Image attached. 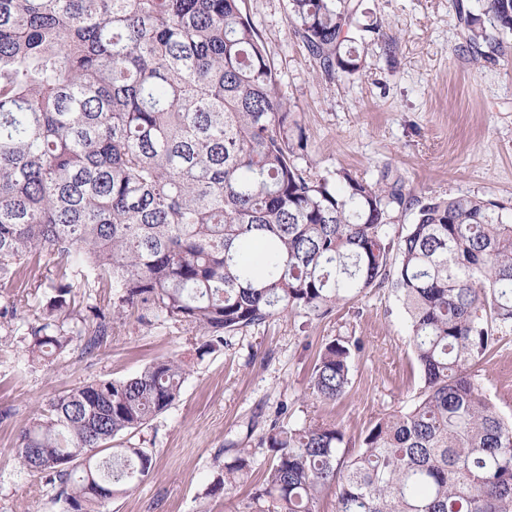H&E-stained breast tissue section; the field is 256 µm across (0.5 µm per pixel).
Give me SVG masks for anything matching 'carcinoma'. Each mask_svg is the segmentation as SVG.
I'll return each instance as SVG.
<instances>
[{
	"instance_id": "1",
	"label": "carcinoma",
	"mask_w": 512,
	"mask_h": 512,
	"mask_svg": "<svg viewBox=\"0 0 512 512\" xmlns=\"http://www.w3.org/2000/svg\"><path fill=\"white\" fill-rule=\"evenodd\" d=\"M359 0H289V22L328 77L362 67L345 47ZM472 60L507 58L512 0H489L490 26L455 5ZM305 130L239 0H0V288L44 257L50 295L28 324L37 364L95 353L138 312L200 336L299 310L316 319L391 288L410 321L421 386L350 451L342 426L271 419L270 464L248 512H512V421L473 367L512 333V223L476 196L415 202L385 172L303 167ZM413 222L390 234L394 213ZM85 288H110L100 304ZM360 339L321 350L312 396L347 391ZM175 358L55 398L22 430L14 463L60 488L64 512H103L135 490L152 457L112 452L180 398ZM236 449L215 488L253 471Z\"/></svg>"
}]
</instances>
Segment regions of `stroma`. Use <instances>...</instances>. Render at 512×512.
<instances>
[{
  "mask_svg": "<svg viewBox=\"0 0 512 512\" xmlns=\"http://www.w3.org/2000/svg\"><path fill=\"white\" fill-rule=\"evenodd\" d=\"M277 71L282 93L301 117L314 170L345 168L368 181L382 172L400 177L410 197L477 196L512 213V59L473 61L455 16V0H362L381 34L353 31L362 69L327 78L288 20V0H241ZM396 42L386 53L385 38ZM48 265L31 267L25 287L0 290L16 302L13 329H0V512H62L57 485L12 462L22 426L49 399L100 380L138 374L155 360L183 361L179 400L142 430L117 437L119 448L153 458L138 488L106 501V512H243L268 460L254 448L249 481L214 490L230 446L250 424L285 409L290 423L341 424L359 441L371 423L405 406L419 373L408 345L409 318L390 289L360 294L316 319L299 311L240 331L223 350L202 355L186 326L135 318L113 325L93 355L67 353L30 365L22 348L28 322L45 300ZM340 336L364 349L346 394L323 402L309 394L319 352ZM512 334L476 366L477 380L499 412L512 420Z\"/></svg>",
  "mask_w": 512,
  "mask_h": 512,
  "instance_id": "35a3bbf8",
  "label": "stroma"
}]
</instances>
